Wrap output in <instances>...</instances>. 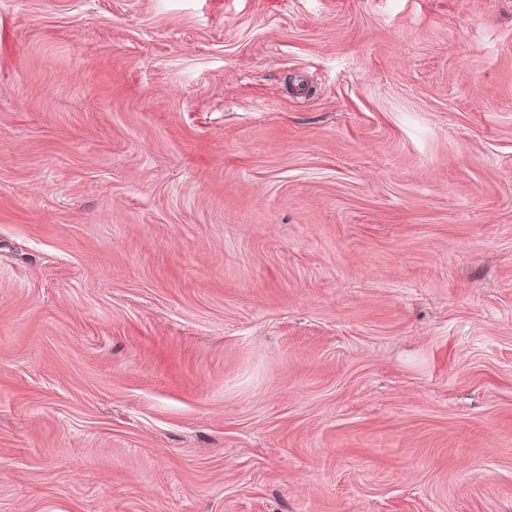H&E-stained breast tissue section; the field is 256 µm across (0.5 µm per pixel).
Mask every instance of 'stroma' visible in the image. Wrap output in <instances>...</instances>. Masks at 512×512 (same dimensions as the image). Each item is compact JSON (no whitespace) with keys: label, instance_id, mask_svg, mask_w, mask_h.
I'll return each mask as SVG.
<instances>
[{"label":"stroma","instance_id":"obj_1","mask_svg":"<svg viewBox=\"0 0 512 512\" xmlns=\"http://www.w3.org/2000/svg\"><path fill=\"white\" fill-rule=\"evenodd\" d=\"M0 512H512V0H0Z\"/></svg>","mask_w":512,"mask_h":512}]
</instances>
